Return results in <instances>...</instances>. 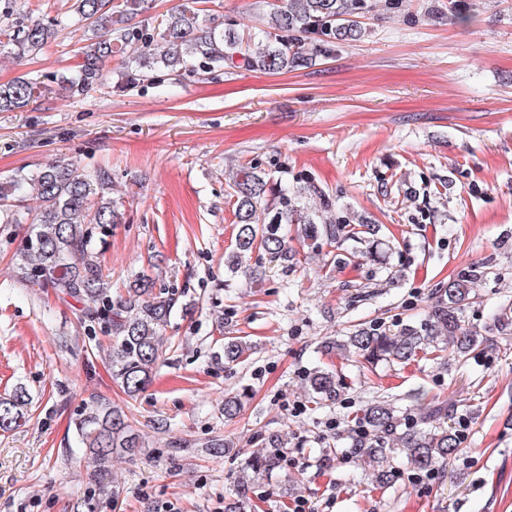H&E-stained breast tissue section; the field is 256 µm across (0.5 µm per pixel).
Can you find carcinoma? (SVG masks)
I'll use <instances>...</instances> for the list:
<instances>
[{"label": "carcinoma", "instance_id": "1", "mask_svg": "<svg viewBox=\"0 0 512 512\" xmlns=\"http://www.w3.org/2000/svg\"><path fill=\"white\" fill-rule=\"evenodd\" d=\"M201 0L171 11L156 26L133 22L149 9L147 0H75L74 13L82 36L79 62L72 70L51 76L50 82L71 97L86 96L111 83L108 63L124 56L134 45L137 55L121 86L136 87L162 70L199 73L216 68H240L280 72L306 67L327 56L337 45L358 41L365 35L360 18L369 12L367 0H282V5L264 18L254 37L246 38L236 23L209 17L198 7ZM0 25V53L7 50L21 59L48 46L58 33V18L13 17ZM48 90L36 78H17L0 84V112H16ZM237 233L227 266L234 271L245 257L264 251L288 261V236L282 226L304 225L303 245L312 249L336 243L333 201L317 188L320 207H301L288 195V187L258 169L242 166L230 174ZM112 171L99 167L88 171L60 157L35 171L19 170L0 181V224H30L17 252L19 279L27 287H50L59 298L83 305L81 323L87 336L97 333L112 338L108 352L112 379L134 398L152 382L166 351V327L171 318L194 309L173 290L156 289L154 279L142 274L112 296V285L94 259L93 227L107 229L120 223L118 202L112 199ZM37 201L36 209L27 206ZM481 276L471 270L448 284L444 298L428 318L392 333L381 326L355 327L345 339L327 342L325 349L339 350L373 366L380 362L405 364L424 354L442 360L451 352L459 359L474 353L484 338L463 327L461 307L470 300V284ZM251 344L237 337L224 338V362L240 363ZM344 385L343 374L317 367L306 378V391L320 401L337 399ZM30 397L20 386L12 395L0 397V430L20 426L27 415ZM424 418L436 422L431 428L403 429L406 419L389 404H368L356 421L368 433L352 437L345 449L353 462L372 470L376 488L391 486L404 470L428 471L452 460L460 445L458 435L444 426L448 408L431 403ZM75 439L92 469L95 485L110 475L112 461L132 460L143 453L140 431L122 408L104 398L86 401L75 422ZM287 441L278 434L265 439L261 451L252 454L235 477V496L224 502V512H252V486L286 461Z\"/></svg>", "mask_w": 512, "mask_h": 512}]
</instances>
